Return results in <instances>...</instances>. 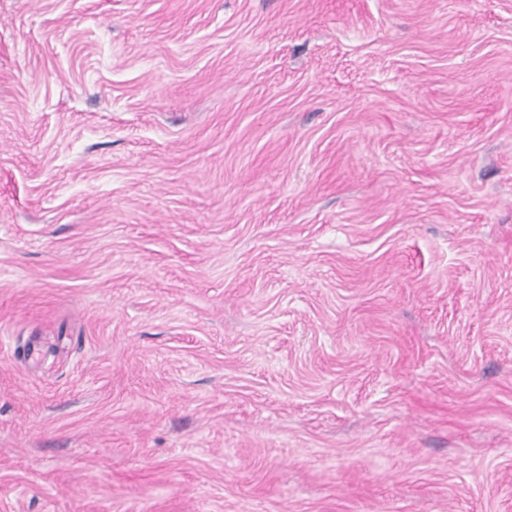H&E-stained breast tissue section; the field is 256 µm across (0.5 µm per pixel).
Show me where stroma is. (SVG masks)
I'll return each mask as SVG.
<instances>
[{
    "instance_id": "1",
    "label": "stroma",
    "mask_w": 512,
    "mask_h": 512,
    "mask_svg": "<svg viewBox=\"0 0 512 512\" xmlns=\"http://www.w3.org/2000/svg\"><path fill=\"white\" fill-rule=\"evenodd\" d=\"M0 512H512V0H0Z\"/></svg>"
}]
</instances>
